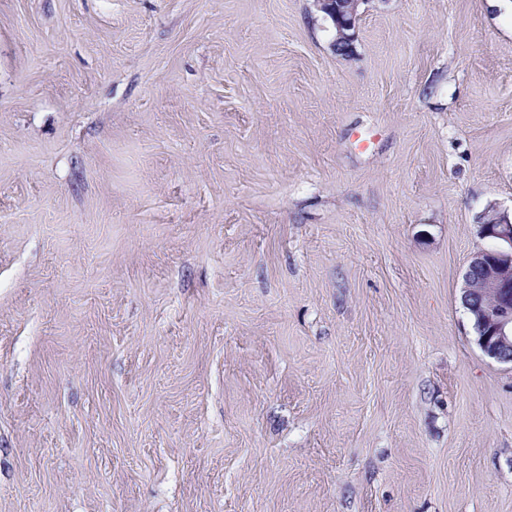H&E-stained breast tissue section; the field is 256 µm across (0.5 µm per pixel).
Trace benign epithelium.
Returning <instances> with one entry per match:
<instances>
[{
  "label": "benign epithelium",
  "instance_id": "benign-epithelium-1",
  "mask_svg": "<svg viewBox=\"0 0 512 512\" xmlns=\"http://www.w3.org/2000/svg\"><path fill=\"white\" fill-rule=\"evenodd\" d=\"M336 30L335 40L354 41L361 0H316ZM480 235L501 243L473 255L464 275L462 301L476 342L490 358L512 364V220L490 207Z\"/></svg>",
  "mask_w": 512,
  "mask_h": 512
}]
</instances>
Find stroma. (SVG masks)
Segmentation results:
<instances>
[{"label": "stroma", "instance_id": "1", "mask_svg": "<svg viewBox=\"0 0 512 512\" xmlns=\"http://www.w3.org/2000/svg\"><path fill=\"white\" fill-rule=\"evenodd\" d=\"M0 0V512H512L460 296L512 213V0ZM319 8L331 20L336 30V41L347 43L349 49L354 41L355 28L358 20V7L361 0H315Z\"/></svg>", "mask_w": 512, "mask_h": 512}]
</instances>
